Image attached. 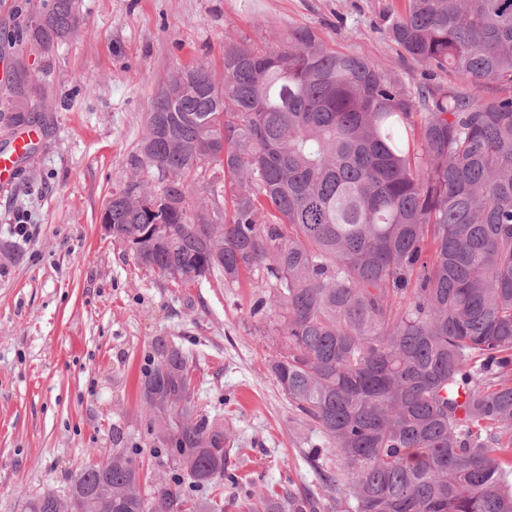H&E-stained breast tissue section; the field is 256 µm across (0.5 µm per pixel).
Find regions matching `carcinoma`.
<instances>
[{"label": "carcinoma", "instance_id": "carcinoma-1", "mask_svg": "<svg viewBox=\"0 0 512 512\" xmlns=\"http://www.w3.org/2000/svg\"><path fill=\"white\" fill-rule=\"evenodd\" d=\"M80 24L50 0L26 25L44 55ZM389 35L469 96L413 87L292 30L278 49L224 45L153 99L103 221L135 261L189 286L261 277L253 313L279 339L270 372L322 439L304 452L320 493L256 497L250 512H512V0H405ZM11 121L32 89L12 74ZM159 195L161 206L143 204ZM178 346L145 370L159 467L139 490L116 451L25 512H224L231 433L191 392Z\"/></svg>", "mask_w": 512, "mask_h": 512}]
</instances>
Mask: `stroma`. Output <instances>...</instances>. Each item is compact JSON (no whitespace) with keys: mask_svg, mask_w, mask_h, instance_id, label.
<instances>
[{"mask_svg":"<svg viewBox=\"0 0 512 512\" xmlns=\"http://www.w3.org/2000/svg\"><path fill=\"white\" fill-rule=\"evenodd\" d=\"M400 0H78L81 23L42 55L18 35L44 0H0V113L24 64L44 126L21 181L0 191V512H23L45 490L66 492L113 438L140 449V488L156 469L143 374L160 344L188 352L192 387L209 418L234 434L236 480L224 512L252 496L315 489L304 460L320 437L269 372L277 346L253 316L258 276L182 286L135 263L100 215L134 171L159 84L206 62L222 72L224 45L276 46L297 27L328 47L381 63L408 84L466 95L454 71L426 75L388 35ZM30 237L14 236L17 213Z\"/></svg>","mask_w":512,"mask_h":512,"instance_id":"stroma-1","label":"stroma"}]
</instances>
